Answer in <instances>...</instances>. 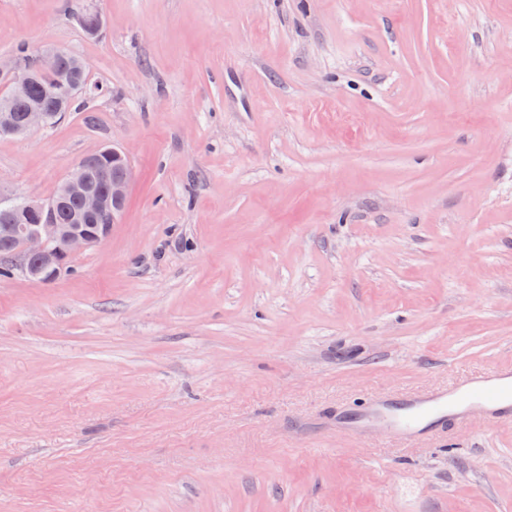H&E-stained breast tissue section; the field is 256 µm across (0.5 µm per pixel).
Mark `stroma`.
I'll return each mask as SVG.
<instances>
[{
    "label": "stroma",
    "instance_id": "1",
    "mask_svg": "<svg viewBox=\"0 0 512 512\" xmlns=\"http://www.w3.org/2000/svg\"><path fill=\"white\" fill-rule=\"evenodd\" d=\"M21 42L106 92L0 188L135 177L71 272L0 277V512H512V423L335 425L512 364V0H0V88Z\"/></svg>",
    "mask_w": 512,
    "mask_h": 512
}]
</instances>
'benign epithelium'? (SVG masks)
Segmentation results:
<instances>
[{"mask_svg":"<svg viewBox=\"0 0 512 512\" xmlns=\"http://www.w3.org/2000/svg\"><path fill=\"white\" fill-rule=\"evenodd\" d=\"M35 72L22 67L9 80L0 93V135L23 136L35 128L48 125L51 113L35 104L27 111L16 114L12 103L26 98ZM91 93L78 79L57 82L49 92L51 96L71 93ZM99 154L112 157V170L99 173L101 187L94 188L84 174L88 161H82L58 186L48 200L27 197H9L8 205L0 208L6 220L0 223V240L12 243L13 262L25 276L51 281L69 269L77 254L99 245L119 223L133 178V169L126 150L118 145L106 146ZM76 202L78 212L75 224H59L57 214ZM37 215L39 224H29L30 216Z\"/></svg>","mask_w":512,"mask_h":512,"instance_id":"7a95c632","label":"benign epithelium"}]
</instances>
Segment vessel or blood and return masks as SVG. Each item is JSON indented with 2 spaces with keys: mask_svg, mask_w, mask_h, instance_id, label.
<instances>
[{
  "mask_svg": "<svg viewBox=\"0 0 512 512\" xmlns=\"http://www.w3.org/2000/svg\"><path fill=\"white\" fill-rule=\"evenodd\" d=\"M480 420L493 426L512 421V366H502L471 377L448 390L430 389L394 401L380 397L366 401L337 420V428L363 435L380 422L406 439L439 434L451 421Z\"/></svg>",
  "mask_w": 512,
  "mask_h": 512,
  "instance_id": "1",
  "label": "vessel or blood"
}]
</instances>
